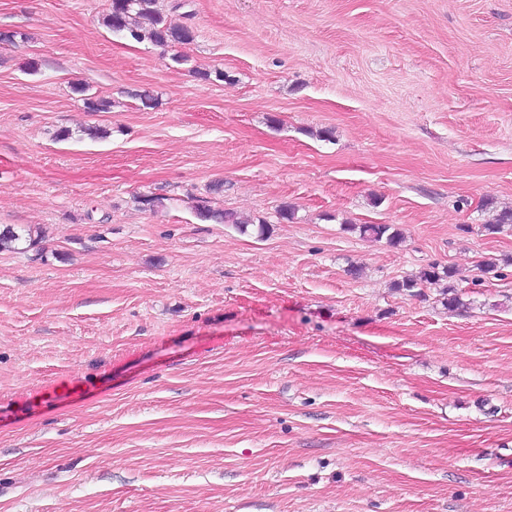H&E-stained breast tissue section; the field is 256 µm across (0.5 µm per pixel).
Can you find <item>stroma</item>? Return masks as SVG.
Here are the masks:
<instances>
[{"label":"stroma","mask_w":512,"mask_h":512,"mask_svg":"<svg viewBox=\"0 0 512 512\" xmlns=\"http://www.w3.org/2000/svg\"><path fill=\"white\" fill-rule=\"evenodd\" d=\"M110 2L0 0V512H512V0ZM158 0H111L104 25L113 33L122 34L136 42L148 40L161 47L186 45L194 41V30L187 25L165 22L157 7ZM139 19L149 21L143 27ZM200 201V200H199ZM196 215L202 221H214L218 224H234L237 229L245 234L248 232V227L253 224L250 220L242 219L236 213L231 211H220L212 209L206 204V201L201 200L197 203ZM38 232L30 227L6 226L0 229V251L26 249L35 245ZM27 246L19 248V246ZM348 229L364 239L381 241L383 238L394 245L400 238V230L393 224H349ZM458 270L453 266L440 267L439 265L432 264L421 269L416 275L396 281L392 287L398 292H405L411 296L421 294L422 288L427 285L437 284L441 281H447L448 286L441 291L442 304L447 306L448 309L459 308L463 306V302L458 293L454 281H462L459 278Z\"/></svg>","instance_id":"stroma-1"}]
</instances>
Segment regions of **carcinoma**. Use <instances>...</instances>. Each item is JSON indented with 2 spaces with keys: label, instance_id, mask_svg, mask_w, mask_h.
Instances as JSON below:
<instances>
[{
  "label": "carcinoma",
  "instance_id": "carcinoma-1",
  "mask_svg": "<svg viewBox=\"0 0 512 512\" xmlns=\"http://www.w3.org/2000/svg\"><path fill=\"white\" fill-rule=\"evenodd\" d=\"M158 0H111L108 13L103 18L104 25L114 33L122 34L136 42L148 40L161 47L186 45L194 41V30L187 25H171L165 22L157 7ZM196 215L202 221H214L218 224H233L245 234L251 221L242 219L231 211L215 210L205 201L196 205ZM348 229L364 239L386 240L395 244L400 230L393 224H351ZM482 231L488 235L512 231V210H502L482 225ZM38 232L30 227L6 226L0 229V251L17 250L22 245H35ZM459 280V272L453 266L440 267L436 264L421 269L416 275L393 283L392 288L411 296L421 294L422 288L448 282L441 291L442 304L450 309L463 305L454 282Z\"/></svg>",
  "mask_w": 512,
  "mask_h": 512
}]
</instances>
